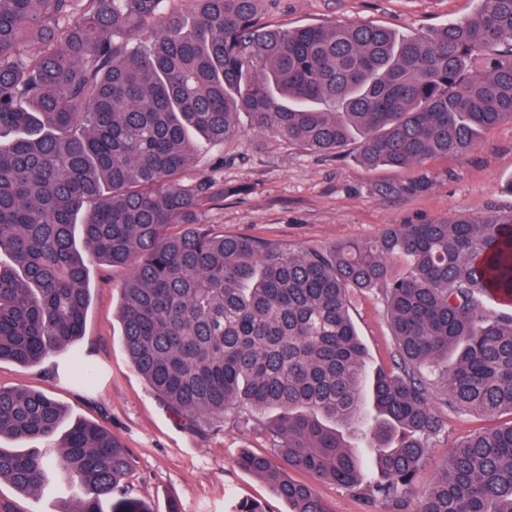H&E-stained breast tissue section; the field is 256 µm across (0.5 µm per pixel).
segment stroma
Masks as SVG:
<instances>
[{"instance_id":"35a3bbf8","label":"stroma","mask_w":512,"mask_h":512,"mask_svg":"<svg viewBox=\"0 0 512 512\" xmlns=\"http://www.w3.org/2000/svg\"><path fill=\"white\" fill-rule=\"evenodd\" d=\"M473 0H263L268 25L369 23L414 34L473 14ZM240 136L221 144L202 143L184 177L207 176L231 187L203 223L216 231L279 243L292 250L337 241H369L389 224H424L458 216L512 211V120L482 132L477 147L461 156L438 157L404 169H368L357 145L339 154H320L258 133L240 115ZM128 269L90 268L91 304L79 349L96 370L93 387L79 380L80 366L68 355L49 354L30 366L0 361V386L33 388L63 405L70 418L108 427L129 452L132 481L144 512H234L239 501L257 499L267 512H288L269 485L237 463L242 451L267 455L266 434L243 422L249 408L224 417L223 426L185 430L134 370L123 347L120 288ZM349 315L363 342L368 365L389 367L394 340L375 292L353 296ZM441 430L427 441L418 488L468 434L508 421V414L483 415L440 408ZM78 488L66 494L28 495L0 483V512H62Z\"/></svg>"}]
</instances>
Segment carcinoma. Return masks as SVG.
<instances>
[{
	"label": "carcinoma",
	"mask_w": 512,
	"mask_h": 512,
	"mask_svg": "<svg viewBox=\"0 0 512 512\" xmlns=\"http://www.w3.org/2000/svg\"><path fill=\"white\" fill-rule=\"evenodd\" d=\"M0 0V361L49 351L84 363L88 269L126 267L122 340L136 371L192 432L241 406L272 455L240 467L290 512H329L285 469L336 483L368 512H512V420L451 448L415 488L436 404L512 413V212L389 224L322 249L218 233L224 200L183 180L195 140L255 130L314 152L358 141L365 167L464 155L512 119V0L414 35L372 24L272 28L262 0ZM481 59L479 69L473 63ZM374 290L395 340L369 370L349 316ZM64 418L44 392L0 387V481L78 486L72 512H142L111 431ZM360 432L372 471L352 450ZM41 448H21L28 443Z\"/></svg>",
	"instance_id": "obj_1"
}]
</instances>
